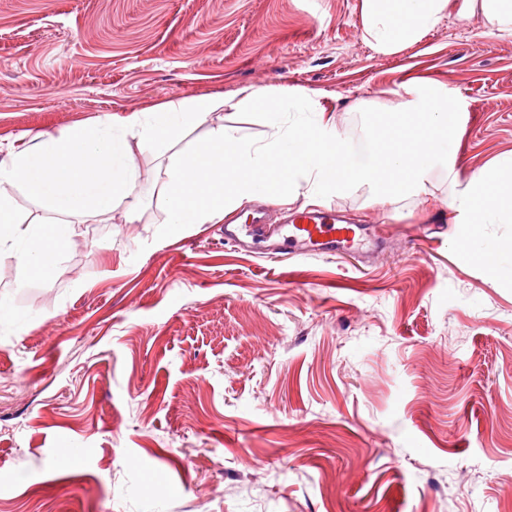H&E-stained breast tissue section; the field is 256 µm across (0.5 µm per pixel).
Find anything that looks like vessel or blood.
<instances>
[{
  "mask_svg": "<svg viewBox=\"0 0 512 512\" xmlns=\"http://www.w3.org/2000/svg\"><path fill=\"white\" fill-rule=\"evenodd\" d=\"M386 231L382 224H353L332 210H303L289 216L287 223L268 226L261 218L247 224L224 227L226 242L237 245L243 239L267 245L269 251L296 258L363 251L371 238Z\"/></svg>",
  "mask_w": 512,
  "mask_h": 512,
  "instance_id": "1",
  "label": "vessel or blood"
}]
</instances>
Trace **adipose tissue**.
I'll list each match as a JSON object with an SVG mask.
<instances>
[{
	"mask_svg": "<svg viewBox=\"0 0 512 512\" xmlns=\"http://www.w3.org/2000/svg\"><path fill=\"white\" fill-rule=\"evenodd\" d=\"M451 0H363V37L394 53L440 21ZM398 110L383 113L365 146L352 150L334 117L314 92L301 87L245 86L234 98L214 95L159 103L112 121L78 124L59 133H20L0 157V258L11 260L23 280L47 281L75 232L73 218L124 209L128 223L145 208L137 192L135 154L167 153L156 195L174 226L223 219L242 204L277 187L276 203L292 204L294 184L312 186L310 203L327 192L364 187L389 200L428 193L426 174L439 160L454 159L463 102L437 84H407ZM261 105L292 113L272 123L265 139L223 124L189 148L180 143L192 126L227 108ZM41 207V215L25 203ZM460 213L471 252L512 278V251L480 237V224H512V155L469 179L448 200Z\"/></svg>",
	"mask_w": 512,
	"mask_h": 512,
	"instance_id": "ef3b65f1",
	"label": "adipose tissue"
}]
</instances>
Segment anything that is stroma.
Masks as SVG:
<instances>
[{"instance_id": "35a3bbf8", "label": "stroma", "mask_w": 512, "mask_h": 512, "mask_svg": "<svg viewBox=\"0 0 512 512\" xmlns=\"http://www.w3.org/2000/svg\"><path fill=\"white\" fill-rule=\"evenodd\" d=\"M362 2L0 0V148L246 85L319 92L348 140L414 78L466 102L456 183L438 164L428 196L321 199L388 225L371 262L173 228L153 151L139 222L83 217L47 283L0 261V512H512V280L419 232L512 153V34L452 7L388 55ZM228 119L270 131L227 109L188 141Z\"/></svg>"}]
</instances>
